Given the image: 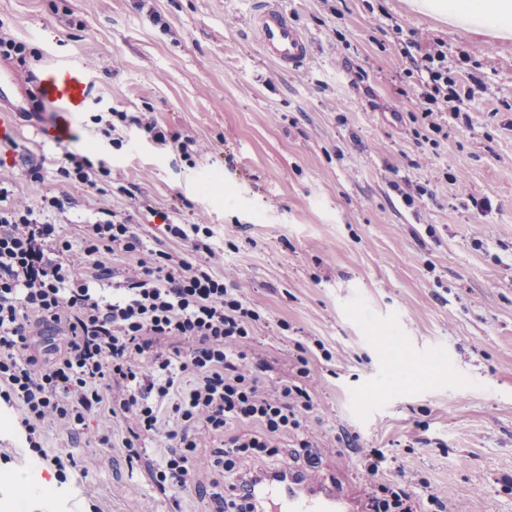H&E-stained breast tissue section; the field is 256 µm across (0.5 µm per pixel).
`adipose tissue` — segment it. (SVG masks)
I'll list each match as a JSON object with an SVG mask.
<instances>
[{"mask_svg": "<svg viewBox=\"0 0 512 512\" xmlns=\"http://www.w3.org/2000/svg\"><path fill=\"white\" fill-rule=\"evenodd\" d=\"M410 6L440 16L452 27L501 39L512 37V0H411Z\"/></svg>", "mask_w": 512, "mask_h": 512, "instance_id": "ef3b65f1", "label": "adipose tissue"}]
</instances>
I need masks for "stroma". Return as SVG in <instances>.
<instances>
[{"label": "stroma", "instance_id": "35a3bbf8", "mask_svg": "<svg viewBox=\"0 0 512 512\" xmlns=\"http://www.w3.org/2000/svg\"><path fill=\"white\" fill-rule=\"evenodd\" d=\"M408 2L280 0L311 42L307 62L286 71L262 54L248 0H0V24L26 47L24 60L0 59V79L18 86L0 108L20 113L0 161L40 166L42 182L17 177L14 195L35 208L59 198L52 219L74 243L109 211L148 248L186 258L162 223L203 217L224 250L218 275L260 311L249 347L264 377L288 376L297 344L324 342L331 360L310 359L312 446L297 457L281 440L282 466L314 462L365 503L359 462L337 440L346 431L388 455L379 483L416 496L430 484L462 512H512V39L448 27ZM413 31L442 40L457 84L474 91L425 160L396 38ZM71 56L96 93L62 147L36 133L48 116L35 85ZM147 110L204 152L183 156L114 118ZM68 151L107 162L111 187L63 181ZM125 435L105 410L84 433L49 431L48 447L77 462L57 497L48 471L30 486L15 414L0 408L11 457L0 512H46L50 499L55 512H168L146 467L165 437L140 440L133 470Z\"/></svg>", "mask_w": 512, "mask_h": 512}]
</instances>
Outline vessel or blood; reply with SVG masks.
Listing matches in <instances>:
<instances>
[{
    "mask_svg": "<svg viewBox=\"0 0 512 512\" xmlns=\"http://www.w3.org/2000/svg\"><path fill=\"white\" fill-rule=\"evenodd\" d=\"M263 54L282 69L299 67L309 56L311 44L280 7L279 0H255L252 15ZM37 94L49 112L40 136L52 143L69 141L75 118L94 95V79L77 61L54 62L42 71ZM250 498L259 512H352L353 501L342 489L311 483L301 471L271 474L251 484Z\"/></svg>",
    "mask_w": 512,
    "mask_h": 512,
    "instance_id": "obj_1",
    "label": "vessel or blood"
}]
</instances>
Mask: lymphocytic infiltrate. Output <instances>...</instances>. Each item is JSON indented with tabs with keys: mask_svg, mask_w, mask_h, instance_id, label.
Here are the masks:
<instances>
[{
	"mask_svg": "<svg viewBox=\"0 0 512 512\" xmlns=\"http://www.w3.org/2000/svg\"><path fill=\"white\" fill-rule=\"evenodd\" d=\"M402 53L417 78L420 121L441 132L443 117L459 119L448 105L461 98L445 44L413 37ZM15 177L0 164V403L17 410L19 433L57 482L76 462L45 448L48 431L85 425L107 389L113 418L126 425L128 460L140 458L142 438L169 440L151 468L161 490L201 488L211 464L196 450L211 436L224 439L218 454L231 479L240 459L275 455L282 438L310 447L308 357L296 355L284 379L260 377L263 362L245 345L261 315L215 272L224 251L208 225L165 226L203 255L200 263L146 252L115 217L85 224L75 246L48 217L61 201L46 197L37 209L15 201ZM119 252L136 263L114 268ZM40 323L53 324L58 340L40 346L33 333Z\"/></svg>",
	"mask_w": 512,
	"mask_h": 512,
	"instance_id": "lymphocytic-infiltrate-1",
	"label": "lymphocytic infiltrate"
}]
</instances>
